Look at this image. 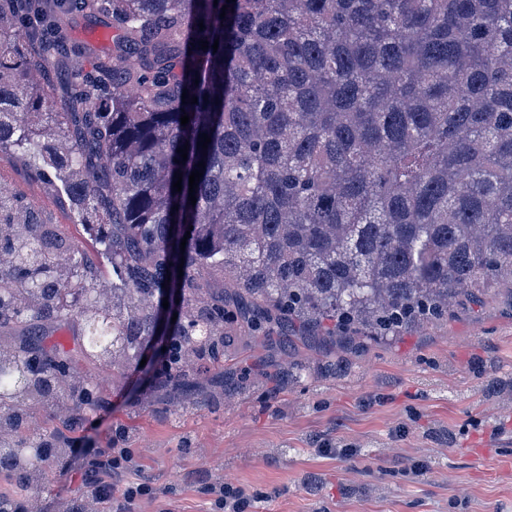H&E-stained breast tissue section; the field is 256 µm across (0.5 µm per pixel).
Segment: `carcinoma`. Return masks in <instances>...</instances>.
<instances>
[{"mask_svg":"<svg viewBox=\"0 0 512 512\" xmlns=\"http://www.w3.org/2000/svg\"><path fill=\"white\" fill-rule=\"evenodd\" d=\"M77 13L112 46L49 36ZM0 157L100 225L115 276L102 307L101 269L0 190V330L27 332L0 340V475L24 487L68 450L27 416L102 403L79 363L138 361L167 287L157 382L191 405L185 359L222 367L242 331L390 338L512 287V0H0ZM75 317L72 352L47 343ZM60 415L61 413L52 407L35 408L25 421L28 433L34 436L45 433L49 428L55 427Z\"/></svg>","mask_w":512,"mask_h":512,"instance_id":"cac0c4a2","label":"carcinoma"}]
</instances>
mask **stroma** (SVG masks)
<instances>
[{
  "label": "stroma",
  "instance_id": "1",
  "mask_svg": "<svg viewBox=\"0 0 512 512\" xmlns=\"http://www.w3.org/2000/svg\"><path fill=\"white\" fill-rule=\"evenodd\" d=\"M0 177L34 199L55 233L91 248L56 194L20 160ZM105 397L83 411L73 450L37 485L0 477V494L59 512L108 449L131 462L112 483L151 495L129 512H218L211 485L264 495L258 512H512V288L463 295L447 319L377 341L238 337L224 365H199L188 409L136 364L91 371Z\"/></svg>",
  "mask_w": 512,
  "mask_h": 512
}]
</instances>
